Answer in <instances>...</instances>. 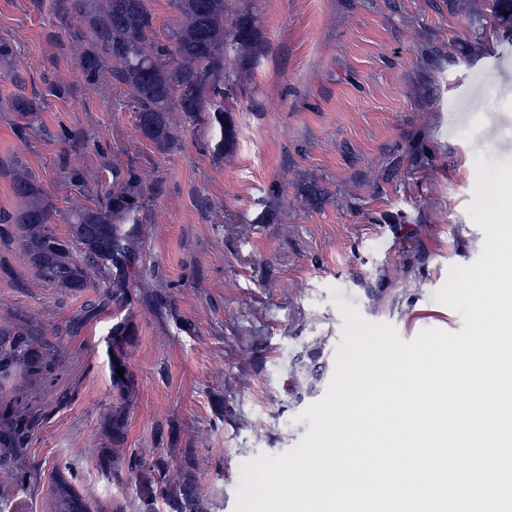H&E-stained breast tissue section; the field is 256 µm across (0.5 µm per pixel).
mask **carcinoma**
Masks as SVG:
<instances>
[{"mask_svg": "<svg viewBox=\"0 0 512 512\" xmlns=\"http://www.w3.org/2000/svg\"><path fill=\"white\" fill-rule=\"evenodd\" d=\"M177 17L167 38L156 37L155 16L147 0H68L69 7L90 15L97 50L80 58L79 66L90 82L112 61V82L128 89L137 115V127L158 152L178 147L169 115L180 112L189 123L207 120L219 128L217 149L234 139L227 122L224 101L234 94L227 70L228 55L238 60L257 58L263 52L256 16L243 11L227 18L228 0H170ZM13 191L20 200L14 212L0 214V224H18L21 246L37 276L45 283L81 293L96 281L120 279L135 262L127 224L141 223V200L146 188L136 173L112 169V191L103 206L73 210L68 236L56 234L52 205L42 188L24 167L13 171ZM26 362L30 374L40 373L37 353L18 342L0 340V370L13 360ZM0 435V461L20 452L18 436ZM178 485H162L155 469L135 466V480L143 503L152 512L163 501L171 512H204L192 460ZM51 512H100L90 499L77 492L68 479L58 475L51 489Z\"/></svg>", "mask_w": 512, "mask_h": 512, "instance_id": "carcinoma-1", "label": "carcinoma"}]
</instances>
